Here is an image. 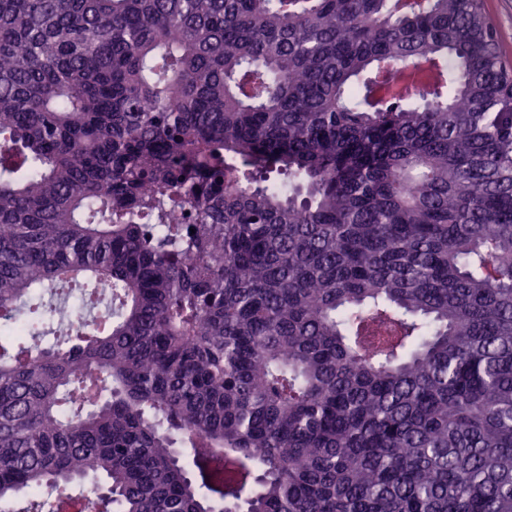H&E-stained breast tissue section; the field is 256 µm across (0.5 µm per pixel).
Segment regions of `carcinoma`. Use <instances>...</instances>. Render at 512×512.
Here are the masks:
<instances>
[{
	"label": "carcinoma",
	"instance_id": "cac0c4a2",
	"mask_svg": "<svg viewBox=\"0 0 512 512\" xmlns=\"http://www.w3.org/2000/svg\"><path fill=\"white\" fill-rule=\"evenodd\" d=\"M78 279L103 324L0 343V504L91 476L101 512H512L483 0H0V311L31 331ZM432 78L433 73L430 69L429 63L422 61L418 68H407L404 70L403 81L398 87L384 88L382 93L387 96H393L412 83L431 81Z\"/></svg>",
	"mask_w": 512,
	"mask_h": 512
}]
</instances>
